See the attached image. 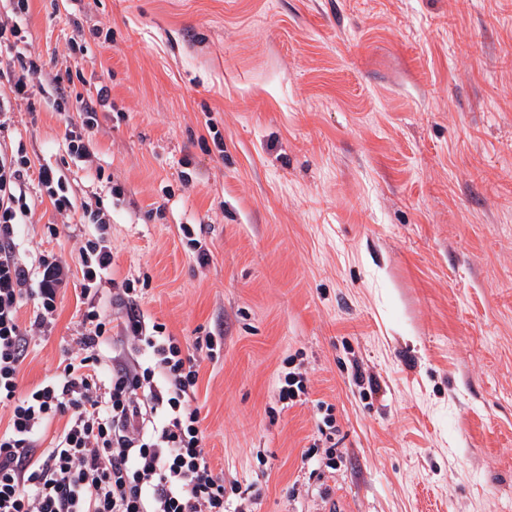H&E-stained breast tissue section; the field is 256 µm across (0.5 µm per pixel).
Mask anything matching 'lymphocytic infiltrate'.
Instances as JSON below:
<instances>
[{
  "instance_id": "f902f5d3",
  "label": "lymphocytic infiltrate",
  "mask_w": 512,
  "mask_h": 512,
  "mask_svg": "<svg viewBox=\"0 0 512 512\" xmlns=\"http://www.w3.org/2000/svg\"><path fill=\"white\" fill-rule=\"evenodd\" d=\"M29 0H0V512H224V496L242 495L225 484L204 447L195 405L198 363L185 355L165 324L146 323L133 279L115 293L122 336L134 361L109 355L112 320L96 304L98 282L112 274V247L104 231L112 221L105 184L94 203H76L62 170L35 165L22 141L10 139L19 103L34 106L45 84L57 92L56 111L76 107L75 128L63 144L71 162L86 161L99 128L103 85L76 90L85 77L79 57L90 47L83 31L67 43L66 65L44 74L22 28ZM55 211L89 233L79 246L81 295L86 305L79 336L57 371L28 391L18 375L57 312V292L67 275L60 257L28 258L22 228L33 217L32 189ZM31 306L29 323L19 320ZM55 433H48V426Z\"/></svg>"
}]
</instances>
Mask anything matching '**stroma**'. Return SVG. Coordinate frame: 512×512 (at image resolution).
Instances as JSON below:
<instances>
[{"instance_id":"stroma-1","label":"stroma","mask_w":512,"mask_h":512,"mask_svg":"<svg viewBox=\"0 0 512 512\" xmlns=\"http://www.w3.org/2000/svg\"><path fill=\"white\" fill-rule=\"evenodd\" d=\"M77 26L103 31L81 66L110 99L69 180L81 202L97 170L123 188L99 305L146 274L141 308L182 347L221 336L195 404L214 468L253 494L225 512L511 505L512 0H31L45 71ZM76 116L14 121L56 164ZM84 233L36 199L24 240L69 285L21 389L77 337ZM325 405L331 467L311 451ZM278 400L282 403L293 404L307 394L306 378L302 373L288 372L280 381ZM299 398V399H298Z\"/></svg>"}]
</instances>
